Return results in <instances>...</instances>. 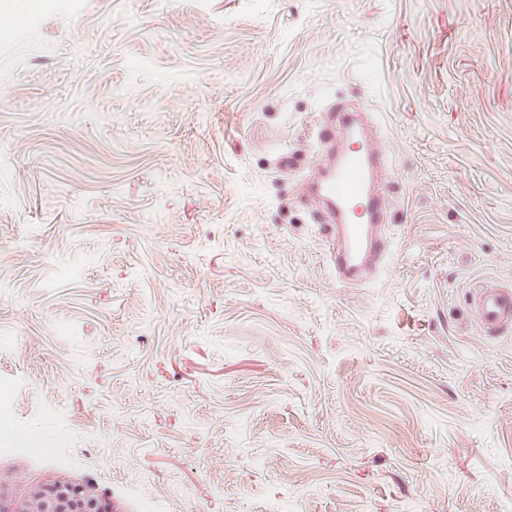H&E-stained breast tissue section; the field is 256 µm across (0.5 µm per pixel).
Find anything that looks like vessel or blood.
Segmentation results:
<instances>
[{"label":"vessel or blood","instance_id":"b4317fda","mask_svg":"<svg viewBox=\"0 0 512 512\" xmlns=\"http://www.w3.org/2000/svg\"><path fill=\"white\" fill-rule=\"evenodd\" d=\"M327 123L303 190L327 231L326 260L337 280L349 284L369 278L389 251L380 184L390 151L361 110L334 105ZM472 306L484 335L499 336L512 324V288L478 286Z\"/></svg>","mask_w":512,"mask_h":512}]
</instances>
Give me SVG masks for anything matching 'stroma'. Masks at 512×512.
<instances>
[{
  "instance_id": "35a3bbf8",
  "label": "stroma",
  "mask_w": 512,
  "mask_h": 512,
  "mask_svg": "<svg viewBox=\"0 0 512 512\" xmlns=\"http://www.w3.org/2000/svg\"><path fill=\"white\" fill-rule=\"evenodd\" d=\"M0 32V491L121 512H512V0H17ZM377 121L391 247L301 192ZM52 452L32 458L29 443ZM230 467L216 486L212 470ZM328 112L330 128L317 137L318 159L307 167L303 190L327 230L326 261L337 280L350 284L369 278L389 251L380 184L390 151L360 109L336 104ZM472 306L486 336H499L512 323V288L480 285L472 295ZM101 499L91 489L74 485L66 479L31 487L27 493L12 499L1 512H94Z\"/></svg>"
}]
</instances>
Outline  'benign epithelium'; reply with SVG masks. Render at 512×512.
<instances>
[{
  "instance_id": "obj_1",
  "label": "benign epithelium",
  "mask_w": 512,
  "mask_h": 512,
  "mask_svg": "<svg viewBox=\"0 0 512 512\" xmlns=\"http://www.w3.org/2000/svg\"><path fill=\"white\" fill-rule=\"evenodd\" d=\"M99 502L93 491L61 479L31 487L24 496L0 504V512H95Z\"/></svg>"
}]
</instances>
